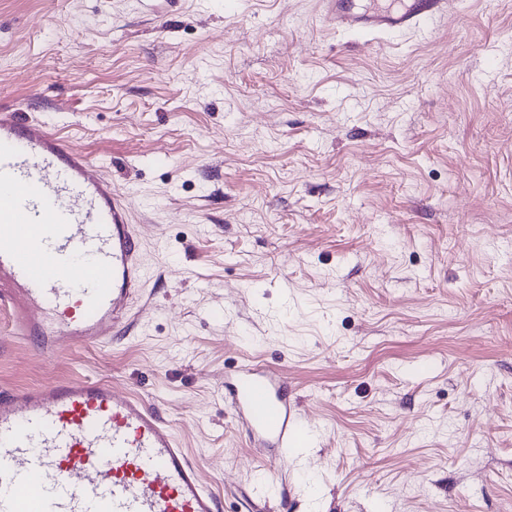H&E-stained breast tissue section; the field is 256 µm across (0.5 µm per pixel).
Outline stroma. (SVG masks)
<instances>
[{
    "mask_svg": "<svg viewBox=\"0 0 512 512\" xmlns=\"http://www.w3.org/2000/svg\"><path fill=\"white\" fill-rule=\"evenodd\" d=\"M321 0H0V105L100 160L154 269L126 335L0 390L144 396L220 512H512V0L396 34ZM286 376L288 505L224 402Z\"/></svg>",
    "mask_w": 512,
    "mask_h": 512,
    "instance_id": "1",
    "label": "stroma"
}]
</instances>
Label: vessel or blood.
<instances>
[{
	"label": "vessel or blood",
	"mask_w": 512,
	"mask_h": 512,
	"mask_svg": "<svg viewBox=\"0 0 512 512\" xmlns=\"http://www.w3.org/2000/svg\"><path fill=\"white\" fill-rule=\"evenodd\" d=\"M340 32H401L448 0H387L359 12L322 0ZM131 201L88 153L44 124L0 113V306L41 354L126 334L150 276ZM251 447L275 459L310 439L282 375L257 362L224 376ZM0 512H219L173 427L103 380L0 390Z\"/></svg>",
	"instance_id": "obj_1"
}]
</instances>
